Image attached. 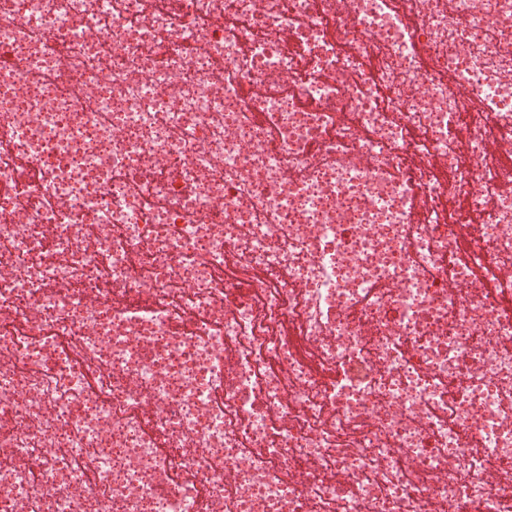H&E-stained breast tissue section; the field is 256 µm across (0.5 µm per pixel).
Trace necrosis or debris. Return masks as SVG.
Segmentation results:
<instances>
[{"mask_svg": "<svg viewBox=\"0 0 512 512\" xmlns=\"http://www.w3.org/2000/svg\"><path fill=\"white\" fill-rule=\"evenodd\" d=\"M490 136L512 0H0V512H512Z\"/></svg>", "mask_w": 512, "mask_h": 512, "instance_id": "1", "label": "necrosis or debris"}]
</instances>
